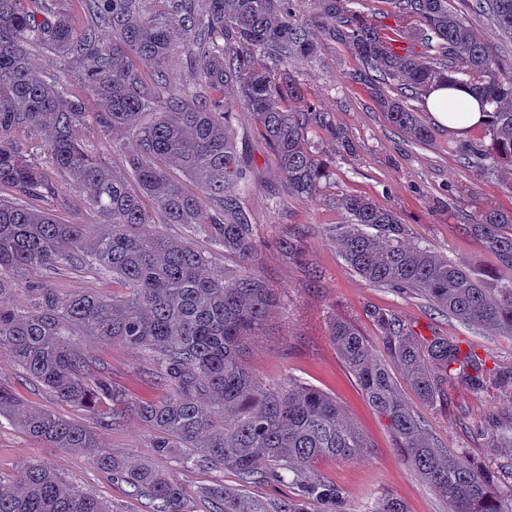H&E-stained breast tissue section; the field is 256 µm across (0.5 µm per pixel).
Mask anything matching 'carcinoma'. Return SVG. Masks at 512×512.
Masks as SVG:
<instances>
[{
    "label": "carcinoma",
    "instance_id": "carcinoma-1",
    "mask_svg": "<svg viewBox=\"0 0 512 512\" xmlns=\"http://www.w3.org/2000/svg\"><path fill=\"white\" fill-rule=\"evenodd\" d=\"M34 2L0 0V185L17 199L47 204L32 209L0 198V351L58 402L92 410L107 426L132 416L153 431L155 456L178 468L230 470L239 487L213 483L191 491L151 459L103 447L92 428L29 410L2 385L0 418L51 448L86 454L125 484L129 496L148 501L149 512H198L199 501L208 512H338L341 490L313 464L356 457L368 447L366 436L332 396L292 380L264 387L243 362L245 343L263 335L278 292L259 276L215 274L210 254L151 229L154 214L205 237L217 251L255 260V224L245 203L254 170L229 122L237 106L251 112L288 191L317 197L326 174L308 144L311 124L322 118L292 68L314 58L321 39L352 52L359 62L355 81L415 142L428 141L431 131L413 102L435 83L467 86L490 107L483 140L461 146L469 168H512V68L493 57L450 0H390L396 13L415 21L405 48L392 46L351 0H312L309 19L299 0H207L204 14L196 0H164L163 10L151 9L153 0H86L93 25L82 29L66 13L36 10ZM463 2L468 14L492 20L512 41V0ZM102 28L112 41L100 39ZM36 48L77 61L85 94L104 103L96 115L99 135L123 128L137 141L129 170L111 167L80 138L82 99L72 95L67 78L32 67ZM178 53L193 60L207 94L167 85L166 69ZM228 85L236 87L233 99L224 97ZM172 169L199 192L174 179ZM67 181L105 231L55 218L53 208L68 203ZM235 186L239 192L229 193ZM338 205L347 223L332 233L351 271L375 287L418 296L442 315L512 337L511 214L488 211L471 225L498 266L486 275L408 242L399 216L365 197L345 194ZM63 265L90 268L124 293L70 294L37 283L17 292L18 278ZM369 316L426 404L436 405L450 381L478 391L494 377L512 387V366L491 368L487 358L445 336L420 342L386 310ZM83 336L144 351L165 395L135 398L112 385L83 351ZM329 336L396 448L453 512H512V498L500 493L492 475L429 435L354 324L333 317ZM477 434L512 445V434L494 417ZM285 480L290 496L260 500L245 491ZM0 512L119 509L33 463L13 484L0 481ZM369 512H404V506L385 497Z\"/></svg>",
    "mask_w": 512,
    "mask_h": 512
}]
</instances>
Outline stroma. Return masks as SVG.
Returning <instances> with one entry per match:
<instances>
[{"label": "stroma", "mask_w": 512, "mask_h": 512, "mask_svg": "<svg viewBox=\"0 0 512 512\" xmlns=\"http://www.w3.org/2000/svg\"><path fill=\"white\" fill-rule=\"evenodd\" d=\"M358 62L344 45L322 42L316 57L300 65L297 76L305 95L331 124L344 130L337 138L328 126L315 125L310 149L328 168L320 195L307 200L288 192V186L271 162L264 142L257 136L248 110H237L231 123L238 150L255 165L258 176L246 197L256 229L259 251L256 262L243 264L237 257L214 255L217 272L228 269L253 274L277 288L280 305L270 315L267 333L252 341L245 364L263 386L295 379L317 387L340 405L346 420L368 438L369 446L350 460L326 458L316 468L342 492L341 512H366L375 500L390 496L402 501L406 512H450L443 500L394 446L385 422L377 415L345 368L328 334L330 317L355 324L373 346H380L379 330L368 315L378 307L395 314L417 340L446 336L466 349L487 357L489 363L512 365V337L430 311L423 301L370 285L349 270L330 230L345 223L336 201L345 194L369 197L392 210L406 226L407 239L448 257L466 269H493L494 258L469 226L487 211L512 212V171L464 167L458 137L435 124L429 112L421 118L429 125V142L407 140L380 111L368 89L354 81ZM83 137L94 140L113 164L125 165L136 149L126 130L105 137L96 133L95 117L101 105L84 100ZM305 230L304 259L289 257L280 239ZM311 260L321 278H306L302 262ZM34 280L66 293L95 289L104 296L113 292L111 280L85 268L62 267L55 273L37 272ZM83 348L104 366L117 386L136 397L158 398L163 388L147 374V358L117 342L85 338ZM404 401L425 421L431 436L449 451L464 455L499 481L503 495L512 494V448L495 447L475 433L476 425L497 416L512 424V390L488 380L478 391L446 384L437 405L424 404L408 383L399 363L386 357ZM0 385L13 390L34 409L51 410L94 427L106 448L142 458L152 455L151 434L129 417L117 427L100 424L87 410L59 403L42 386L32 382L6 353H0ZM31 463L57 470L66 479L92 490L123 512H147L143 500L127 495L126 487L101 473L84 454L49 447L7 421H0V478L11 479Z\"/></svg>", "instance_id": "stroma-1"}]
</instances>
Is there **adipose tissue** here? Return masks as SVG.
<instances>
[{
    "mask_svg": "<svg viewBox=\"0 0 512 512\" xmlns=\"http://www.w3.org/2000/svg\"><path fill=\"white\" fill-rule=\"evenodd\" d=\"M425 105L440 126L459 136L482 126L488 119L468 88L460 85L432 87L426 95Z\"/></svg>",
    "mask_w": 512,
    "mask_h": 512,
    "instance_id": "adipose-tissue-1",
    "label": "adipose tissue"
}]
</instances>
